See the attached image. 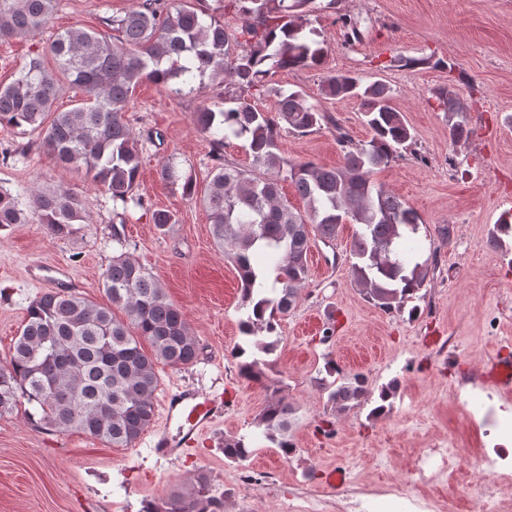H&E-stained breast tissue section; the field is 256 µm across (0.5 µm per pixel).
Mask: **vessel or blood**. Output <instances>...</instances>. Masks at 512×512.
I'll return each mask as SVG.
<instances>
[{"label": "vessel or blood", "instance_id": "obj_1", "mask_svg": "<svg viewBox=\"0 0 512 512\" xmlns=\"http://www.w3.org/2000/svg\"><path fill=\"white\" fill-rule=\"evenodd\" d=\"M220 397L201 393L196 390L180 392L165 404L168 424L177 423V435H170L167 426L155 431L152 448L156 455L167 458L178 452L183 446L200 440L206 426L221 409Z\"/></svg>", "mask_w": 512, "mask_h": 512}]
</instances>
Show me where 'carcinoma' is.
I'll return each instance as SVG.
<instances>
[{
	"label": "carcinoma",
	"mask_w": 512,
	"mask_h": 512,
	"mask_svg": "<svg viewBox=\"0 0 512 512\" xmlns=\"http://www.w3.org/2000/svg\"><path fill=\"white\" fill-rule=\"evenodd\" d=\"M138 0L122 15L101 20L98 28L70 27L56 34L48 47L19 69L18 77L0 84V126L22 134L36 132L37 149L57 163L85 172L91 182L122 209L133 205L150 213L156 228L176 223L165 209L145 206L134 194L141 171L142 147L125 118L139 84L161 87L175 100H200L192 119L212 147L214 166L207 194L201 199L215 244L235 266L240 281L236 346L238 375L272 390L257 415L259 435L288 456V438L295 407L280 381L267 375L266 357L276 351L277 322L294 307L298 288L309 276L310 231L333 242L340 226H359L349 245L354 282L368 302L388 313L407 307L425 286L430 255L415 259L416 235L423 220L407 202L375 183L371 174L389 166L414 143L410 128L391 104L390 89L377 80L362 84L350 74L325 77L327 97L359 101L370 137L355 140L335 117L308 101L300 91L269 88L279 69L316 68L325 54L324 41L310 16L313 0ZM58 0H0V41L33 39L51 22ZM242 20L224 26V11ZM54 61L44 65L43 56ZM64 74L82 96L78 106L58 111V74ZM270 108L258 102L269 94ZM448 114V136L458 142L468 134L467 107L457 93L435 91ZM288 131L307 134L322 125L336 132L340 166L326 168L312 161L288 158L281 149V123ZM243 139L251 168L229 164L224 144ZM263 175L256 176L252 170ZM165 184H181L194 198L190 175H179L173 158L159 172ZM289 182L304 200L303 212L282 195ZM85 208L73 190L59 183L33 189L28 205L0 192V226L29 221L55 237H67L84 221ZM112 220V256L104 276L105 300L94 302L70 291H47L31 301L7 365L0 367V416L20 413L36 430L83 433L113 448H131L155 416L160 381L157 365L193 364L198 342L182 310L159 281L127 251L128 241ZM512 217L503 214L488 243L507 257L512 254ZM276 272L271 294L257 288L256 254ZM328 361L318 371L317 385L327 393L326 405L337 414L370 401L365 379L335 377ZM225 460L233 465L254 453L247 435L224 438ZM142 512H224V495L216 494L205 473L186 489Z\"/></svg>",
	"instance_id": "1"
}]
</instances>
